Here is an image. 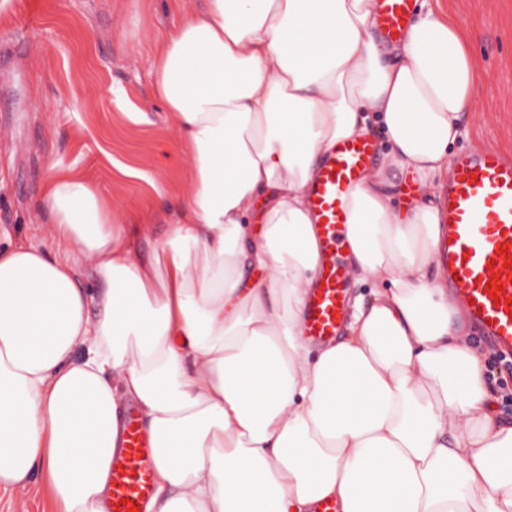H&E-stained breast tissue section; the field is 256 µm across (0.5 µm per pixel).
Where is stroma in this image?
I'll return each mask as SVG.
<instances>
[{
  "mask_svg": "<svg viewBox=\"0 0 512 512\" xmlns=\"http://www.w3.org/2000/svg\"><path fill=\"white\" fill-rule=\"evenodd\" d=\"M473 27L474 108L455 152H512V0H440ZM166 0H5L0 5V231L48 238L38 199L47 168L74 169L141 224V257L160 234L154 184L189 187V157L150 94V46L174 23ZM138 119H131V112ZM143 171L125 176L122 166ZM0 512H50L40 477L0 489Z\"/></svg>",
  "mask_w": 512,
  "mask_h": 512,
  "instance_id": "1",
  "label": "stroma"
}]
</instances>
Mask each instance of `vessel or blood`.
I'll return each mask as SVG.
<instances>
[{
	"instance_id": "b4317fda",
	"label": "vessel or blood",
	"mask_w": 512,
	"mask_h": 512,
	"mask_svg": "<svg viewBox=\"0 0 512 512\" xmlns=\"http://www.w3.org/2000/svg\"><path fill=\"white\" fill-rule=\"evenodd\" d=\"M415 0H376L379 26L388 40L402 38ZM376 150L367 138L337 143L325 157L309 202L320 230L319 278L305 307L309 339L334 341L345 316V269L338 261L347 246V199ZM443 233L435 262L453 295L466 304L473 323L503 356L512 359V158L493 149L464 151L452 160L445 191ZM506 257H499V250ZM499 284L492 292L491 284ZM154 460L149 436L135 414H126L114 456L110 512H128L127 500L144 506L153 491Z\"/></svg>"
}]
</instances>
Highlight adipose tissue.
I'll list each match as a JSON object with an SVG mask.
<instances>
[{
	"label": "adipose tissue",
	"instance_id": "adipose-tissue-1",
	"mask_svg": "<svg viewBox=\"0 0 512 512\" xmlns=\"http://www.w3.org/2000/svg\"><path fill=\"white\" fill-rule=\"evenodd\" d=\"M152 48V95L191 158L142 258L79 174L50 168V242L0 238V489L41 474L55 512H109L117 424L152 437L146 512H512V422L434 259L436 201L473 103L472 33L426 7L401 42L375 0H203ZM388 149L348 198L370 300L303 339L320 261L309 205L336 142ZM411 173L422 202L397 208ZM91 268L97 287L81 285Z\"/></svg>",
	"mask_w": 512,
	"mask_h": 512
}]
</instances>
